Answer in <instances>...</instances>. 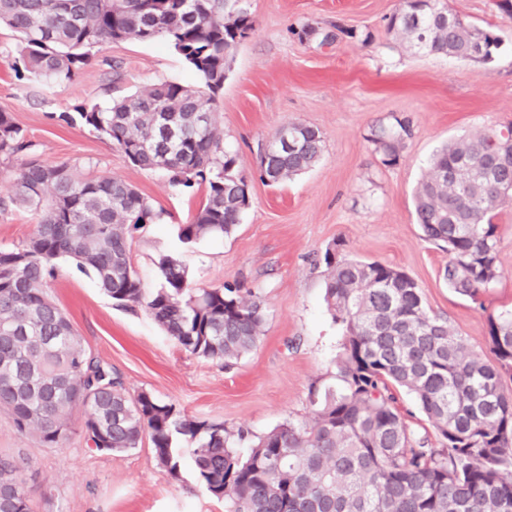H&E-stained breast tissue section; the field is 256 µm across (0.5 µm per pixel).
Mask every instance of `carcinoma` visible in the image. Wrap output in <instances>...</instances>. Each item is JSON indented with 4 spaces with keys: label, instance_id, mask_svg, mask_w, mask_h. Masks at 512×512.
I'll return each instance as SVG.
<instances>
[{
    "label": "carcinoma",
    "instance_id": "1",
    "mask_svg": "<svg viewBox=\"0 0 512 512\" xmlns=\"http://www.w3.org/2000/svg\"><path fill=\"white\" fill-rule=\"evenodd\" d=\"M437 0H402L387 30L427 55L467 59V24ZM0 25L17 34L26 72L47 83L72 78L103 43L165 41L202 78L200 86H144L102 108L81 106V121L109 137L128 160L160 172L170 184L207 185L206 202L179 226L185 242L228 236L249 206V185L236 152L224 147L214 118L226 59L255 29L228 0H0ZM483 60L500 36L481 28ZM295 146L260 149L261 179L271 185L306 173L325 148L322 134L291 123ZM409 125L375 135L383 162L397 161ZM31 144L0 106V161ZM512 128L453 138L431 158L414 209L425 240L448 252L444 279L476 298L498 278V225L512 206L501 183L512 182ZM13 193L0 198L38 215L23 243L0 247V407L21 432L56 448L81 414L87 441L122 453L149 436L158 463L175 476V441L195 444L199 481L224 512H512V311L488 318L490 365L468 349L448 319L426 309L416 282L379 261L348 260L327 251L325 301L343 327L336 387L327 388L308 422H285L254 438L244 431L187 419L142 391L127 395L120 374L87 352L52 299L57 262L67 258L93 276L121 308L143 306L186 352L230 367L260 339L261 298L232 284H192L186 268L163 256V285L149 291L131 263L133 235L162 213L119 176L80 177L67 164L23 160ZM414 394L439 446L411 432L395 390ZM0 512H37L22 467L0 458Z\"/></svg>",
    "mask_w": 512,
    "mask_h": 512
}]
</instances>
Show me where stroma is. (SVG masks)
Listing matches in <instances>:
<instances>
[{
    "mask_svg": "<svg viewBox=\"0 0 512 512\" xmlns=\"http://www.w3.org/2000/svg\"><path fill=\"white\" fill-rule=\"evenodd\" d=\"M504 0H440L448 11L493 29L502 43L487 63L415 52L388 33L401 0H244L255 30L239 45L216 96L226 147L236 150L250 202L226 237L182 242L205 200L204 186H170L158 172L133 166L112 140L63 113L166 81L201 80L165 42L122 41L91 49L71 81L52 86L17 73L19 41L0 27V106L32 144L33 157L69 164L80 176L114 174L134 185L161 223L132 244V263L147 290L160 285L156 261L178 257L199 284L237 285L265 302L257 346L232 369L185 352L145 309L113 306L93 277L70 260L58 263L50 294L83 346L122 376L129 394L146 390L190 419L227 430L265 433L309 419L311 388L333 384L342 332L324 300L325 250L380 261L407 272L432 314L447 318L474 353L494 362L488 318L512 310V208L495 222L500 238L496 283L479 299L455 293L443 278L448 255L425 241L413 194L433 152L449 139L512 126V14ZM347 36L320 45L318 30ZM121 66L113 79L110 62ZM409 118L412 135L387 165L372 129ZM317 128L325 140L308 173L271 186L260 178L258 149L284 125ZM0 455L21 464L40 512H224L200 485L190 457L179 476L156 461L150 442L125 453L90 450L82 431L57 448L16 430L0 409Z\"/></svg>",
    "mask_w": 512,
    "mask_h": 512,
    "instance_id": "stroma-1",
    "label": "stroma"
}]
</instances>
